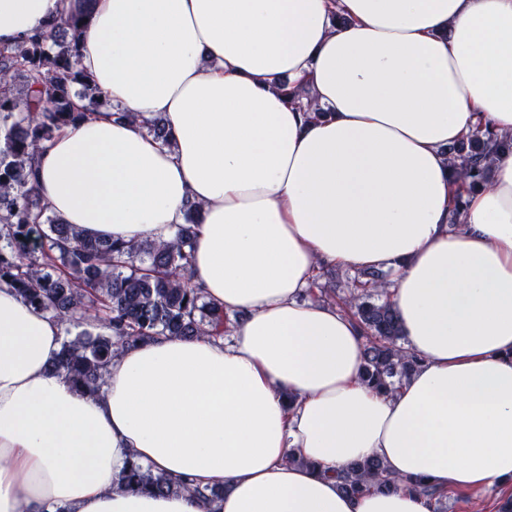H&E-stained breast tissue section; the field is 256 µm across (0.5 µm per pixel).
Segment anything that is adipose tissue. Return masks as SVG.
<instances>
[{
  "label": "adipose tissue",
  "mask_w": 512,
  "mask_h": 512,
  "mask_svg": "<svg viewBox=\"0 0 512 512\" xmlns=\"http://www.w3.org/2000/svg\"><path fill=\"white\" fill-rule=\"evenodd\" d=\"M70 13L108 106L47 143L34 189L106 240L169 238L196 205L192 280L228 337L124 350L93 398L51 370L59 324L1 288L0 512H208L126 487L134 463L223 488L221 512H433L343 493L369 456L484 512L512 486V153L452 230L445 150L512 137V0H0V47ZM336 267L391 274L420 359L392 393L350 316L305 297Z\"/></svg>",
  "instance_id": "1"
}]
</instances>
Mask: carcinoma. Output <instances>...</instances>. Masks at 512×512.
<instances>
[{"mask_svg": "<svg viewBox=\"0 0 512 512\" xmlns=\"http://www.w3.org/2000/svg\"><path fill=\"white\" fill-rule=\"evenodd\" d=\"M84 19L66 15L50 29L13 48L0 49V286L57 319L63 342L51 369L81 393L95 396L105 384L112 356L162 336L222 337L228 318L191 279L197 209L167 241L135 242L93 238L50 213L31 180L36 156L60 129L77 124L103 103L78 69ZM88 111L75 108V90ZM512 151V137L476 130L448 147V155L468 188L491 183L490 158ZM318 298L338 306L356 322L364 338L365 382L394 391L418 365L404 348L397 315L383 297L388 273L365 270L342 293L336 272L321 274ZM341 489L393 491L405 485L447 512L445 496L422 477L400 480L382 460L368 457L337 474ZM131 489L168 493L173 489L218 502L224 489H203L145 473L133 464L124 476Z\"/></svg>", "mask_w": 512, "mask_h": 512, "instance_id": "obj_1", "label": "carcinoma"}]
</instances>
